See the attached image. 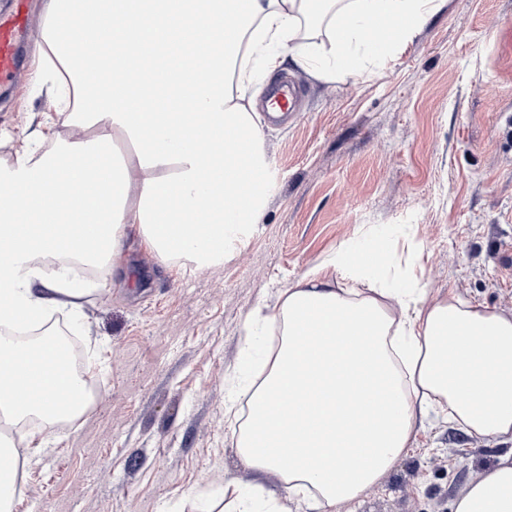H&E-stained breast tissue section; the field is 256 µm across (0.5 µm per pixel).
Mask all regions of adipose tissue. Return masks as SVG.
Returning <instances> with one entry per match:
<instances>
[{"label":"adipose tissue","instance_id":"adipose-tissue-1","mask_svg":"<svg viewBox=\"0 0 512 512\" xmlns=\"http://www.w3.org/2000/svg\"><path fill=\"white\" fill-rule=\"evenodd\" d=\"M444 0H42L40 80L59 103L44 139L0 158V323L45 316L32 285L77 295L60 254L117 267L136 231L167 265L203 271L260 222L270 176L255 101L260 77L304 63L317 78L386 66ZM209 47L208 56L196 53ZM84 138L70 140L65 128ZM333 267L351 287L323 275ZM369 280V291L357 284ZM423 288L374 247L324 257L248 332L280 334L249 396L237 453L320 512L379 484L410 445L417 404L468 434L512 436V316ZM60 343L0 341V416L38 417V449L81 415L86 390ZM296 461L280 468L282 458ZM453 512H512V455Z\"/></svg>","mask_w":512,"mask_h":512}]
</instances>
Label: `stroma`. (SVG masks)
<instances>
[{"instance_id":"35a3bbf8","label":"stroma","mask_w":512,"mask_h":512,"mask_svg":"<svg viewBox=\"0 0 512 512\" xmlns=\"http://www.w3.org/2000/svg\"><path fill=\"white\" fill-rule=\"evenodd\" d=\"M27 59L0 87V156L39 139L55 108L37 84L40 0H29ZM295 111L257 98L272 187L259 224L223 264H161L136 232L126 262L76 297L44 291L48 317L99 362L101 395L52 446L18 469L12 512H222L239 491L313 512L278 477L236 453L243 398L227 380L246 366L245 321L269 313L324 256L378 235L407 261L426 303L457 298L512 314V0H447L385 69L318 79L288 64ZM512 453L445 414L415 417L391 470L335 512H453L457 496Z\"/></svg>"}]
</instances>
